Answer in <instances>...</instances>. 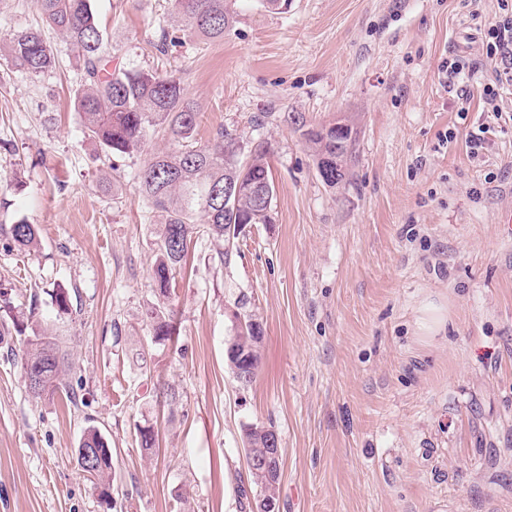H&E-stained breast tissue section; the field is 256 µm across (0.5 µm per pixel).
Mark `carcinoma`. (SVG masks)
Here are the masks:
<instances>
[{
	"mask_svg": "<svg viewBox=\"0 0 512 512\" xmlns=\"http://www.w3.org/2000/svg\"><path fill=\"white\" fill-rule=\"evenodd\" d=\"M234 0H173L174 13L186 29L206 40H221L231 26ZM44 24L56 32L72 48L80 81L73 88V104L78 112L84 137L97 143V160L116 170L115 156L133 158L144 151L148 134L174 143L171 148L149 154L142 167L133 172L139 196L144 204L160 213L162 224L154 241L153 280L157 304L149 313L153 339L166 341L174 335V312L169 308L171 273L181 265L195 234L203 233L221 248L227 258L240 232L236 224L273 223L272 202L260 207L251 196L253 188L268 186L275 191L273 178L265 158L270 146L263 141L241 144L227 130L217 132L207 144L194 137L198 112L187 98L176 76L160 75L150 70L120 69L110 72L103 34L93 11L91 0H38ZM10 66L30 77H39L56 67L53 45L41 30L28 29L0 38V57ZM286 121L308 146L310 156L321 169L329 159L331 177L323 179L336 188V178L346 180L355 159L357 132L352 124L336 139L324 134L326 126L307 123L304 115L287 113ZM232 179L240 185V194L231 198L230 208L214 205L212 193L224 191V181ZM10 239L19 248L37 244V229L20 222L11 225ZM247 301H237L236 333L232 337L226 359L238 382L249 385L257 376L260 356L261 325L245 311ZM20 357L23 372L41 367L43 383L30 389L35 396L53 397L68 393L64 373L68 367L66 352L56 339L33 332L22 340ZM273 426L250 425L245 430L244 460L269 458L268 473L248 469L251 483L257 489L255 512H266L267 501L277 500L282 454L268 445ZM78 447L100 451L97 466L82 469L86 479L101 500L112 502V448L101 432L90 427Z\"/></svg>",
	"mask_w": 512,
	"mask_h": 512,
	"instance_id": "carcinoma-1",
	"label": "carcinoma"
}]
</instances>
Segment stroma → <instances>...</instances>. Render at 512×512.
Segmentation results:
<instances>
[{
	"instance_id": "obj_1",
	"label": "stroma",
	"mask_w": 512,
	"mask_h": 512,
	"mask_svg": "<svg viewBox=\"0 0 512 512\" xmlns=\"http://www.w3.org/2000/svg\"><path fill=\"white\" fill-rule=\"evenodd\" d=\"M93 7L113 67L181 80L199 143L222 128L268 141L274 221L244 226L227 259L194 236L172 277L176 333L152 342L159 216L130 177L142 158L107 186L56 33L59 64L41 77L0 58V291L75 364L70 395L34 397L19 338H0V512H251L238 492L251 424L280 437L276 512H512V86L501 117L480 97L498 0H288L280 13L238 0L223 40L187 33L165 53L170 0ZM41 24L36 0H0V37ZM455 55L471 66L464 100L439 75ZM290 112L354 122L349 183L321 181ZM21 221L36 248H6ZM241 296L263 329L246 387L225 362ZM429 304L448 313L433 336L419 327ZM90 426L112 445L109 505L74 453Z\"/></svg>"
}]
</instances>
